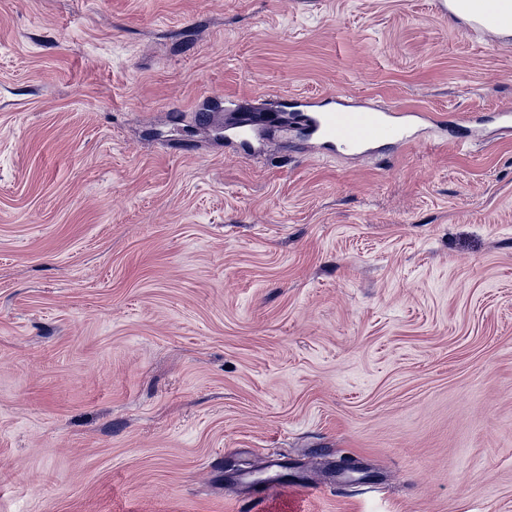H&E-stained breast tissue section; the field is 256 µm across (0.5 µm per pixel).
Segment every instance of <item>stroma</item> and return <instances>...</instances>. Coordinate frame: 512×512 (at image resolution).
<instances>
[{
  "label": "stroma",
  "mask_w": 512,
  "mask_h": 512,
  "mask_svg": "<svg viewBox=\"0 0 512 512\" xmlns=\"http://www.w3.org/2000/svg\"><path fill=\"white\" fill-rule=\"evenodd\" d=\"M339 92L446 124L225 145ZM509 106L438 0H0V512H512ZM282 118V114L279 112H270L263 114V118L258 120L249 115H244L240 120L238 126H236L235 138L241 144H245L248 140L252 127L256 124V122H262L263 124L276 127Z\"/></svg>",
  "instance_id": "obj_1"
}]
</instances>
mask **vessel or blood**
I'll return each instance as SVG.
<instances>
[{"mask_svg": "<svg viewBox=\"0 0 512 512\" xmlns=\"http://www.w3.org/2000/svg\"><path fill=\"white\" fill-rule=\"evenodd\" d=\"M290 119L305 127L322 146L329 149L356 150L381 142L404 141L409 115L380 112L364 105L338 101L325 106L318 102L292 99L288 102ZM284 115L278 112L264 114L263 124L277 126ZM255 118L243 116L236 139L246 143L255 125Z\"/></svg>", "mask_w": 512, "mask_h": 512, "instance_id": "obj_1", "label": "vessel or blood"}]
</instances>
